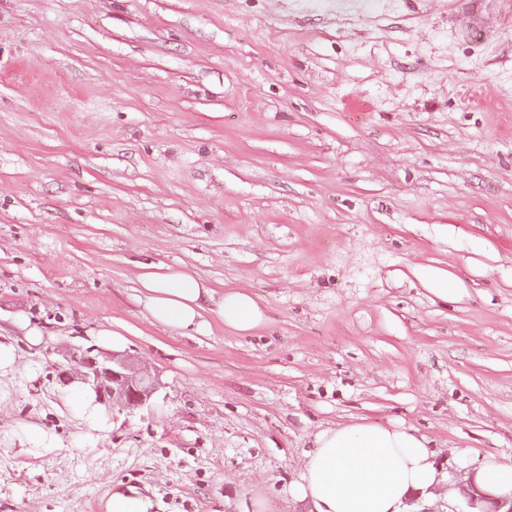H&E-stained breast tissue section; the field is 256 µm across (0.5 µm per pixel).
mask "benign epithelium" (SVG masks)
I'll use <instances>...</instances> for the list:
<instances>
[{
    "label": "benign epithelium",
    "instance_id": "obj_1",
    "mask_svg": "<svg viewBox=\"0 0 512 512\" xmlns=\"http://www.w3.org/2000/svg\"><path fill=\"white\" fill-rule=\"evenodd\" d=\"M65 382H78L91 392L95 401L119 413L151 407V399L158 389L148 372L135 367L130 357L122 352L98 355L94 348H77L56 363ZM491 504L484 512H512V499L491 498L478 489L462 490L453 512H475L478 501Z\"/></svg>",
    "mask_w": 512,
    "mask_h": 512
}]
</instances>
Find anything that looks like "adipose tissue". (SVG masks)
Returning <instances> with one entry per match:
<instances>
[{
	"label": "adipose tissue",
	"instance_id": "ef3b65f1",
	"mask_svg": "<svg viewBox=\"0 0 512 512\" xmlns=\"http://www.w3.org/2000/svg\"><path fill=\"white\" fill-rule=\"evenodd\" d=\"M137 282L146 320L183 335L205 332L214 320L247 334L265 320L253 298L217 292L202 278L177 270L145 271ZM433 456L425 437L397 426L356 422L324 427L300 459L288 495L311 512H402L405 501L418 492L431 497L440 490L453 498V490L441 487ZM471 479L485 494L512 497V459H491Z\"/></svg>",
	"mask_w": 512,
	"mask_h": 512
}]
</instances>
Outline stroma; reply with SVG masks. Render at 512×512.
<instances>
[{
    "mask_svg": "<svg viewBox=\"0 0 512 512\" xmlns=\"http://www.w3.org/2000/svg\"><path fill=\"white\" fill-rule=\"evenodd\" d=\"M145 265L266 320L149 324ZM102 327L161 388L92 427L53 363ZM0 333V512H305L313 433L359 417L458 486L511 458L512 0H0ZM20 364V356L10 336H0V377L15 371ZM26 441L31 444L29 448H24L27 454L37 456L42 451L52 448L55 439L47 431L38 426H30L26 432ZM108 507L112 512H149L152 503L134 491L129 494L116 492L112 494V502Z\"/></svg>",
    "mask_w": 512,
    "mask_h": 512,
    "instance_id": "1",
    "label": "stroma"
}]
</instances>
